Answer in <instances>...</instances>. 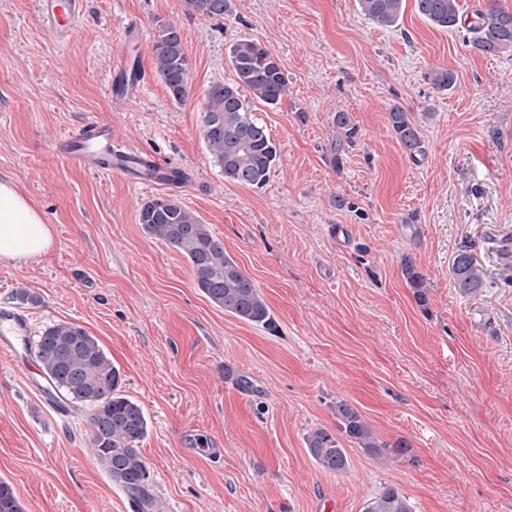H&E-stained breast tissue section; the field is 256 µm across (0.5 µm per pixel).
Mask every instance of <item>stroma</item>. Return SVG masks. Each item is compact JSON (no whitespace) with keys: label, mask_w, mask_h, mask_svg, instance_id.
<instances>
[{"label":"stroma","mask_w":512,"mask_h":512,"mask_svg":"<svg viewBox=\"0 0 512 512\" xmlns=\"http://www.w3.org/2000/svg\"><path fill=\"white\" fill-rule=\"evenodd\" d=\"M233 4L222 19L187 15L182 0H86L60 43L37 0H0V175L53 236L46 254L0 263V306L25 288L39 298L32 334L71 322L95 336L147 415L148 493L172 512H363L389 485L414 512H512V257L501 253L512 249V52L479 53L463 27L432 25L414 0L389 29L357 0ZM132 21L145 42L124 40ZM169 21L191 63L182 102L155 69ZM241 38L288 75L277 108L252 105L280 148L259 188L225 181L201 135L205 93L232 79L228 48ZM120 52L149 75L127 107L106 83ZM434 68L454 73L450 89L428 83ZM395 104L421 129L416 156L392 133ZM338 111L358 139L335 166ZM93 120L191 173L173 199L223 239L273 330L214 306L186 259L144 233L138 211L159 189L57 156L56 141ZM470 242L486 281L464 295L452 262ZM407 256L427 279L426 304L403 276ZM44 384L31 349L0 355V479L25 512H127L130 494L90 452L87 410L57 414ZM340 400L409 454L355 447L346 472L319 469L304 437L335 429ZM188 435L221 442L223 459L189 454Z\"/></svg>","instance_id":"35a3bbf8"}]
</instances>
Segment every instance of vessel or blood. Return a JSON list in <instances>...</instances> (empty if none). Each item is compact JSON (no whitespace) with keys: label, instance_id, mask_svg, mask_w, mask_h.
<instances>
[{"label":"vessel or blood","instance_id":"1","mask_svg":"<svg viewBox=\"0 0 512 512\" xmlns=\"http://www.w3.org/2000/svg\"><path fill=\"white\" fill-rule=\"evenodd\" d=\"M85 9V0H38V16L44 27L58 40L65 41L76 29ZM147 81V73L131 64L125 54H117L108 78L111 96L126 104L135 99ZM56 149L65 162L146 183L175 189L170 168L158 159L142 155L125 144L112 131L111 123L93 121L58 140ZM30 333V319L13 307L0 309V353L15 355L16 344Z\"/></svg>","mask_w":512,"mask_h":512}]
</instances>
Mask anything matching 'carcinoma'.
<instances>
[{
	"label": "carcinoma",
	"instance_id": "carcinoma-1",
	"mask_svg": "<svg viewBox=\"0 0 512 512\" xmlns=\"http://www.w3.org/2000/svg\"><path fill=\"white\" fill-rule=\"evenodd\" d=\"M362 15L381 28L396 26L404 0H357ZM425 20L443 28L459 24L458 0H414ZM189 15L224 17L232 13V0H183ZM467 42L487 55L512 52V11L489 7L476 13L468 26ZM156 69L175 101L186 98L189 57L180 28L166 22L157 30ZM229 58L234 78L209 86L202 106V137L224 180L246 187L263 186L275 167L280 148L266 127L249 109L250 100L278 107L288 91V76L274 54L260 42L241 38L233 43ZM433 88L445 91L454 82L446 69L428 73ZM389 122L405 152L415 156L422 142L418 125L399 105L389 109ZM337 137L329 147L331 161L339 159L345 145L354 142L358 129L346 112L334 115ZM138 221L151 237L179 252L190 263L200 291L217 307L239 320L262 328L274 324L272 312L260 289L225 251L224 241L187 208L170 197H156L141 205ZM464 245L453 260L455 284L464 294L484 287V275ZM402 271L419 304H426L425 275L412 259L404 257ZM34 353L48 386L59 397L89 411L91 448L95 460L112 482L129 494L147 499V467L139 444L149 423L138 402L122 393L120 371L112 365L97 339L83 327L68 322L46 326L39 334ZM338 428L365 453L387 458L410 450L403 440L389 445L375 435L360 411L345 400L336 402ZM308 454L321 470L335 474L349 467L346 449L332 432L315 428L304 438ZM0 512H23L13 487L0 481ZM363 512H412L405 496L394 486L370 498Z\"/></svg>",
	"mask_w": 512,
	"mask_h": 512
}]
</instances>
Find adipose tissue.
<instances>
[{"label":"adipose tissue","mask_w":512,"mask_h":512,"mask_svg":"<svg viewBox=\"0 0 512 512\" xmlns=\"http://www.w3.org/2000/svg\"><path fill=\"white\" fill-rule=\"evenodd\" d=\"M52 242L51 228L8 176H0V259L38 257Z\"/></svg>","instance_id":"ef3b65f1"}]
</instances>
